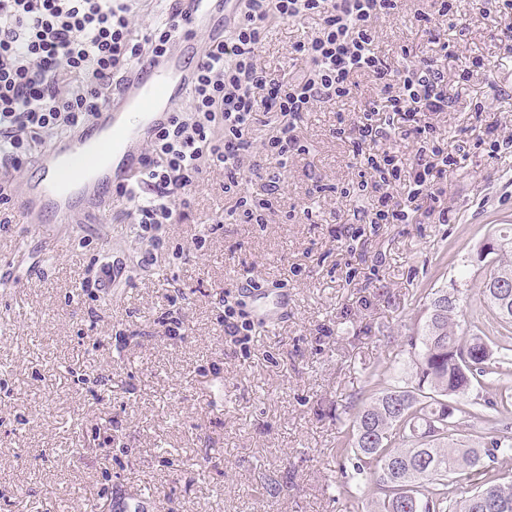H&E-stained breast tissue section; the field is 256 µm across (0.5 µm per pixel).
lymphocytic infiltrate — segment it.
Wrapping results in <instances>:
<instances>
[{"label":"lymphocytic infiltrate","instance_id":"1","mask_svg":"<svg viewBox=\"0 0 512 512\" xmlns=\"http://www.w3.org/2000/svg\"><path fill=\"white\" fill-rule=\"evenodd\" d=\"M398 0H245L244 10L224 38H209L196 65L190 90V110L171 112L145 150L132 185L118 193L133 202L142 234L174 221L176 204L185 190L199 181L204 167L222 169L225 191L235 193L234 215L244 223L262 224L266 216L251 207L245 169L253 150L287 165L304 152L298 124L313 105L350 95L352 77L371 76L378 98L362 116L339 121L337 134H350L355 144L373 142L376 152L364 158L378 204L358 210L343 226L337 240H353L361 224H405L409 213L389 188L408 176L411 197L435 196L436 177L452 160L444 154L429 115L454 105L443 71L430 59H420L395 71L375 48L373 23L379 15L394 14ZM180 0H171L144 39L130 30L125 0H0V167L20 170L31 137L46 131L68 134L90 125L111 103L106 91L126 65L160 57L180 35ZM318 17V33L290 47L309 69L290 83L269 73L259 50L270 31V18L296 21ZM82 78L81 90L62 95L66 77ZM281 113L276 135L254 147L250 130L258 111ZM402 115L406 135L418 150L402 158L389 147L388 124L380 111Z\"/></svg>","mask_w":512,"mask_h":512}]
</instances>
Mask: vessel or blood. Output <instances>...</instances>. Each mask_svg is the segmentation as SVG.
I'll use <instances>...</instances> for the list:
<instances>
[{"label":"vessel or blood","mask_w":512,"mask_h":512,"mask_svg":"<svg viewBox=\"0 0 512 512\" xmlns=\"http://www.w3.org/2000/svg\"><path fill=\"white\" fill-rule=\"evenodd\" d=\"M240 5V0H182L186 33L179 42L164 57L131 67L113 89L108 109L74 137L60 139L39 154L42 179L17 187L23 221L41 223L49 210L68 221L76 211L68 192L73 183H80L88 211L101 208L108 189L129 184L140 166L143 145L166 123L173 105L194 83L195 70L182 61L193 46L190 31L208 25L217 15L225 27H232ZM88 153L103 159L92 178L81 162Z\"/></svg>","instance_id":"1"}]
</instances>
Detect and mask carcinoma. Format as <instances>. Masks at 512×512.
<instances>
[{"instance_id": "1", "label": "carcinoma", "mask_w": 512, "mask_h": 512, "mask_svg": "<svg viewBox=\"0 0 512 512\" xmlns=\"http://www.w3.org/2000/svg\"><path fill=\"white\" fill-rule=\"evenodd\" d=\"M484 303L498 325L493 336L459 333V297L444 288L427 306L415 354L414 381L378 393L359 392L350 402L352 429L340 458L366 475L375 512H512V482L485 470L467 496L456 497L451 479L483 469L485 461L512 454L509 424L498 404L465 399L476 387L489 388L512 361V238L483 243ZM491 409L500 434L481 446L459 429L457 413L480 417Z\"/></svg>"}]
</instances>
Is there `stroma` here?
Returning <instances> with one entry per match:
<instances>
[{
    "label": "stroma",
    "mask_w": 512,
    "mask_h": 512,
    "mask_svg": "<svg viewBox=\"0 0 512 512\" xmlns=\"http://www.w3.org/2000/svg\"><path fill=\"white\" fill-rule=\"evenodd\" d=\"M457 6L451 22L435 0H400L374 23L392 67L437 58L455 100L429 120L459 163L438 200L410 204L412 223L365 225L350 248L334 237L377 200L358 188L373 145L358 156L335 133L338 114L377 98L364 75L304 114L306 150L283 169L268 223L232 220L235 198L209 170L155 242L114 193L78 224H27L17 200L0 203V512H112L146 489L151 512H372L368 481L336 455L351 395L410 382L408 339L437 289H458L464 336L490 332L491 318L472 319L478 252L512 235V146L491 145L512 136V56L497 12ZM318 28L273 20L262 66L302 74L288 50ZM473 56L480 68L459 81ZM106 267L117 287L96 286ZM228 304L248 335L225 334Z\"/></svg>",
    "instance_id": "1"
}]
</instances>
